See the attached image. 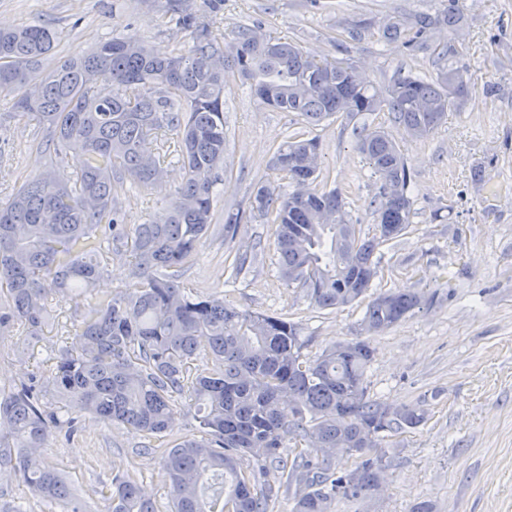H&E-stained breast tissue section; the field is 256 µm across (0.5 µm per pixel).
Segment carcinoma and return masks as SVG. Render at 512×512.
Returning <instances> with one entry per match:
<instances>
[{
	"mask_svg": "<svg viewBox=\"0 0 512 512\" xmlns=\"http://www.w3.org/2000/svg\"><path fill=\"white\" fill-rule=\"evenodd\" d=\"M450 0L436 17L387 23L383 38L412 49L434 47L442 59L452 45L433 32L459 33L463 15ZM176 24L195 28L187 51L159 56L134 36L101 38L83 55L43 69L57 43L40 25L0 28V98L13 100L51 138L54 158L37 179L0 204V329H26L29 347L48 326L44 305L54 291L65 300L95 292L112 257H124L135 282L128 295L95 297L72 324L82 348L62 346L52 357L45 387L23 383L0 397V471L19 477L47 512H85L66 473L41 450L58 415L43 403L47 390L68 401L65 424L90 413L160 440L178 415L175 397L194 401L198 434L161 451L169 483L166 512H269L280 487L293 490V512H333L338 499L364 501L379 490L389 464L379 454L390 433L425 420L419 406L391 407L370 394L367 369L375 349L367 339L339 342L310 360L311 337L286 317L239 308L222 295L184 287L214 225L233 242L254 217L275 225L280 279L301 288L313 307L334 310L366 302L361 330L384 332L433 305L419 292L369 294L380 274V247L411 224L412 177L401 146L369 119L387 112L407 137H430L470 93L453 62L425 79L398 74L376 85L343 59H318L290 39L266 34L261 24L239 25L218 53L207 25L175 5ZM238 75L254 95L282 112H296L311 127L330 119L354 127L357 148L380 182L374 199L376 229L363 235L349 202L328 184L320 137L294 134L274 152L279 180L294 186L257 188L251 208L216 211L215 188L224 183V89ZM167 148L146 152L150 139ZM79 140L84 154L74 178L55 167L66 144ZM183 170L161 221L126 224L118 190L152 189L172 168ZM257 243L225 257L233 277L246 274ZM210 365L194 366L200 354ZM292 444L293 458L283 454ZM356 458L336 470V453ZM280 486L263 480L268 468ZM99 494L111 512H161L125 473Z\"/></svg>",
	"mask_w": 512,
	"mask_h": 512,
	"instance_id": "1",
	"label": "carcinoma"
}]
</instances>
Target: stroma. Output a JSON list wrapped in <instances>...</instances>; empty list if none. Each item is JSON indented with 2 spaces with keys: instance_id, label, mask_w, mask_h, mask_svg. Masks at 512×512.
<instances>
[{
  "instance_id": "1",
  "label": "stroma",
  "mask_w": 512,
  "mask_h": 512,
  "mask_svg": "<svg viewBox=\"0 0 512 512\" xmlns=\"http://www.w3.org/2000/svg\"><path fill=\"white\" fill-rule=\"evenodd\" d=\"M216 36L261 22L275 37L297 41L316 57L330 55V33L343 26L365 28L350 43L349 63L384 82L398 69L430 74L438 65L421 51L409 55L382 39L396 16L435 14L448 0H190ZM462 33L452 37L454 62L471 92L460 110L428 139L407 141L403 150L414 178L415 215L407 233L384 244L378 291H421L435 304L384 333L370 336L375 357L367 373L375 397L393 405H420L425 421L386 438L390 462L375 499L342 500L334 512H412L422 501L433 512H512V0H459ZM169 0H0V24L39 23L60 42L50 63L91 50L99 37L134 35L161 54L189 48V33L170 21ZM0 99V203L36 178L50 159L46 133L31 118L11 113ZM302 120L260 101L249 85L230 78L224 91L226 175L218 206L249 208L261 182L276 179L275 149ZM323 165L351 204L363 232L375 227L374 175L342 121L315 129ZM180 172L161 187L128 195L124 220L141 224L165 215ZM260 241L251 272L233 278L224 256L233 250L218 230L203 240L197 263L182 281L194 291L222 295L240 308L302 322L315 357L337 342L359 336L360 306L315 309L306 295L283 285L276 273L272 225L259 219L244 226ZM52 328L34 348L23 345L21 328L0 331V395L29 379L44 380L53 349L77 348L72 303L48 295ZM144 437L120 424L83 417L75 435L53 429L46 461L64 469L83 492L130 470L143 492L165 507L169 488L158 454Z\"/></svg>"
}]
</instances>
